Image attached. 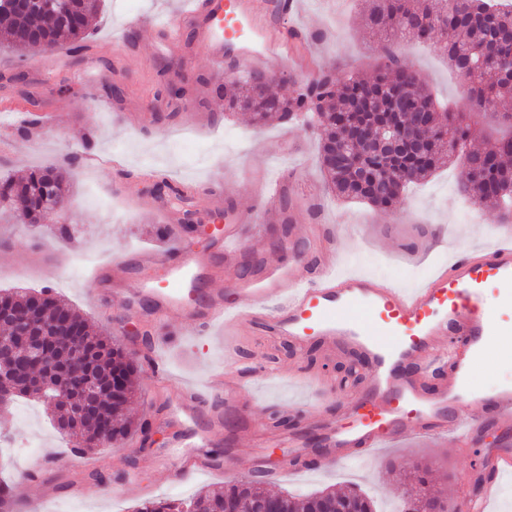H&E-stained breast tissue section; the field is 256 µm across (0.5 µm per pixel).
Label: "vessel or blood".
I'll return each instance as SVG.
<instances>
[{
	"instance_id": "obj_1",
	"label": "vessel or blood",
	"mask_w": 512,
	"mask_h": 512,
	"mask_svg": "<svg viewBox=\"0 0 512 512\" xmlns=\"http://www.w3.org/2000/svg\"><path fill=\"white\" fill-rule=\"evenodd\" d=\"M301 7V0H192L185 15L217 67L243 74L260 70L270 59L291 56L300 43L302 63L316 71L321 39L294 23ZM294 179L288 168L261 169L262 191L253 199V212L275 208ZM305 202V208L281 211L280 221L308 225L314 263L260 262L254 278L236 282V304L227 303L219 284L241 249V218L235 206L225 205L224 229L205 249L179 240V262L165 265L164 286L151 291L155 318L192 319L205 336L218 326L228 335L248 326L255 336L253 376L265 374L266 351L283 341L299 348L316 343L330 354L352 349L369 359L366 386L351 397L345 417L317 424L322 459L330 465L370 456L408 437L467 442L485 427L474 412L478 406L491 407L497 425L511 426L512 384L483 388L475 384L474 373L499 337L512 335V238L469 247L404 288L388 278L339 271L338 238L316 221L315 194H307ZM161 264V254L141 252L118 273L133 271L145 281ZM201 281L212 288L203 301H192ZM241 393L240 380L220 373L211 374L205 389L181 390L170 428L178 476L212 467L188 451L189 424L205 417L219 427L222 408L232 407Z\"/></svg>"
}]
</instances>
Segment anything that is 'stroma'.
<instances>
[{"instance_id": "stroma-1", "label": "stroma", "mask_w": 512, "mask_h": 512, "mask_svg": "<svg viewBox=\"0 0 512 512\" xmlns=\"http://www.w3.org/2000/svg\"><path fill=\"white\" fill-rule=\"evenodd\" d=\"M175 6L176 0H102L83 43L85 59L77 65H58V58L72 54L67 46L52 53L34 48L20 58L0 50V105L32 101L54 116L50 124L24 134L0 117V177L23 178L68 157L75 174L63 207L42 225L0 214V289L54 288L93 328L119 338L138 365L139 395L130 412L143 429L122 444L89 451L94 463L89 471L63 463L55 466L52 480H25V473L41 468L46 451L63 453L68 443L52 427L42 404L22 399L0 408V437L7 444L0 450V480L13 486L21 502L39 503L41 512H136L149 499L186 500L201 489H223L229 479L253 475L254 422H268L274 412L295 415L307 408L327 414L349 392L336 370L337 364L349 362V355L330 356L318 346L302 354L282 347L274 355L277 373L255 378L246 372L253 353L247 330L228 339L239 351L238 361L229 363L224 358L228 340L220 334L197 335L188 319L174 317L158 326L146 315L127 316L95 302L94 292L113 289L114 284L104 277L92 281L94 269L144 250L168 253L184 236L181 224L157 209L160 199L150 192L155 177L173 184L221 186L220 197L203 201L194 217L207 234L221 227L211 214L213 207L229 200L249 213L240 226L243 246L224 279L230 300L235 280L252 277L257 259L275 263L285 257L274 242L283 225L275 216L251 212L254 187L249 173L265 165L297 171L290 196L306 186L316 190L325 219L341 237L340 269L384 276L403 287L418 284L459 248L512 232V223L502 224L496 209L475 203L459 190L461 167L456 162L412 185L395 208L337 198L320 167L319 127L293 130L275 118L257 126L249 113H228L213 87L231 85L234 72L212 70L206 49L196 39L178 48L161 43L152 22L168 18ZM366 7L367 0H303L307 28L330 34L320 45L323 68L338 79L351 73L369 77L393 57L414 68L442 101L459 104L460 82L448 68L439 39L426 44L408 38L389 41L366 27ZM165 84L182 89V96L161 95ZM89 152L120 154L125 167L85 165L81 157ZM118 182L125 183L128 196L113 195ZM90 185L110 196L111 209L90 203ZM66 225L73 227L72 237H60ZM440 234L447 236V246L430 248V239ZM156 361L168 372L161 385L150 373ZM213 371L240 378L245 392L224 411L221 428L204 450L210 459L231 457L235 470L229 476L197 472L180 480L163 478L154 461L169 449L164 423L181 388L204 385ZM486 445L482 436L464 448L449 437L406 438L374 460L353 458L326 471L306 469L265 488L301 498L354 487L381 510L403 504L406 487L400 475L424 462L433 479L447 485L448 512H457L461 502L480 493L476 476Z\"/></svg>"}]
</instances>
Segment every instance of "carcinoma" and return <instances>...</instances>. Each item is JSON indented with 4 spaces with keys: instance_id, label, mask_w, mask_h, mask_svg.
<instances>
[{
    "instance_id": "1",
    "label": "carcinoma",
    "mask_w": 512,
    "mask_h": 512,
    "mask_svg": "<svg viewBox=\"0 0 512 512\" xmlns=\"http://www.w3.org/2000/svg\"><path fill=\"white\" fill-rule=\"evenodd\" d=\"M99 7L100 0H66L62 14L37 8L0 28V37L7 49L20 55L31 47L54 50L70 43L78 48ZM365 20L377 33L390 32L420 42L442 32L448 65L458 76H467L476 111L512 128V113L497 112L499 102L512 97V0H369ZM269 85L262 80V72L249 73L241 92L228 99V109L250 112L258 124L272 113L286 122L297 112L311 115V121L323 129V171L339 196L376 207H394L401 203L408 184L431 174L445 158L456 157L462 162L461 189L476 201L497 206L502 217L512 215V131L481 151L470 149L477 132L471 116L443 109L416 74L393 72L387 64L370 80L354 75L338 83L323 73L294 98L269 94ZM418 105L433 116L417 132V151L393 155L375 138L363 147L344 143V135L352 130L369 133L391 125L401 134L408 131L404 113ZM346 149L351 160L342 167L339 155ZM47 183L53 186L52 198L43 194ZM67 193L66 169L50 164L23 181H0V211H18L32 222L52 212L53 204L64 203ZM40 293L47 295L46 308L37 315L35 332L38 336L51 332L42 336V341L54 365L27 373L17 361L5 359L9 400L35 394L44 404L66 376L76 401L89 402L94 409L76 418L70 409L56 403L55 427L82 452L105 441L124 440L133 426L127 407L136 394L134 358L120 342L91 333L87 321L55 295L52 287L45 286ZM70 334L83 342L79 358L56 346L55 337ZM427 473L428 466L415 467V487L408 492L414 503L409 512H419L428 498L441 501L442 492L428 486ZM262 483L259 477L229 483L222 492L201 491L189 500L154 499L136 512H376L373 500L356 491L342 495L320 492L297 499L288 494L271 495L260 488ZM0 512H18L12 488L2 483Z\"/></svg>"
}]
</instances>
